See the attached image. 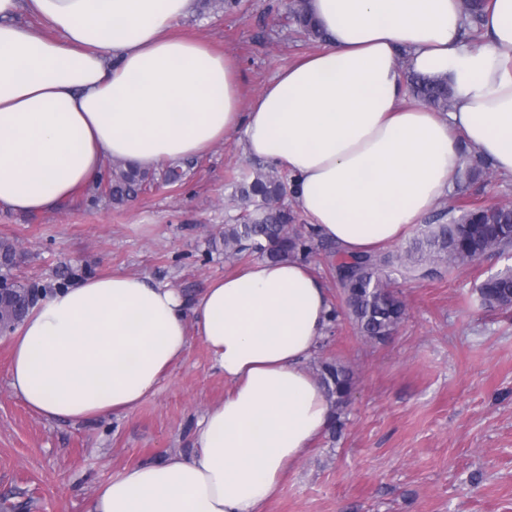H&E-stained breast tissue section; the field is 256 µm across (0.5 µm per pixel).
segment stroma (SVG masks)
<instances>
[{"label": "stroma", "mask_w": 512, "mask_h": 512, "mask_svg": "<svg viewBox=\"0 0 512 512\" xmlns=\"http://www.w3.org/2000/svg\"><path fill=\"white\" fill-rule=\"evenodd\" d=\"M291 0H239L231 10L199 9L178 34L230 54L247 97L320 44L297 34ZM237 139L185 161L182 183L154 185L113 206L93 188L38 217L0 211V240L17 247L15 282L48 290L115 271L166 283L184 298L232 272L222 232L241 214L231 174L259 169ZM512 200V178L488 169L451 192L428 224L462 203ZM334 244L316 239L308 262L335 308ZM512 266L494 254L433 278L399 281L407 316L386 342L366 341L346 316L330 323L316 358L349 368L353 385L340 435L323 432L283 479L265 512H512V312L481 308L476 290ZM228 386L208 348L191 340L158 392L126 415L50 421L25 407L9 384L0 336V512H86L113 476L145 462L195 451L197 419Z\"/></svg>", "instance_id": "stroma-1"}]
</instances>
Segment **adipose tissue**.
I'll return each instance as SVG.
<instances>
[{
  "label": "adipose tissue",
  "mask_w": 512,
  "mask_h": 512,
  "mask_svg": "<svg viewBox=\"0 0 512 512\" xmlns=\"http://www.w3.org/2000/svg\"><path fill=\"white\" fill-rule=\"evenodd\" d=\"M326 48L244 100L231 56L171 30L196 0H0V210L43 215L108 159L140 169L238 137L286 170L298 208L346 255L398 242L468 165L512 176V0L467 43L461 0H309ZM415 72L450 76L453 107L406 102ZM332 310L312 268L260 260L193 301L134 274L79 279L9 338L10 386L48 420L130 412L206 345L230 386L197 451L112 477L87 512H263L329 421L308 363Z\"/></svg>",
  "instance_id": "adipose-tissue-1"
}]
</instances>
